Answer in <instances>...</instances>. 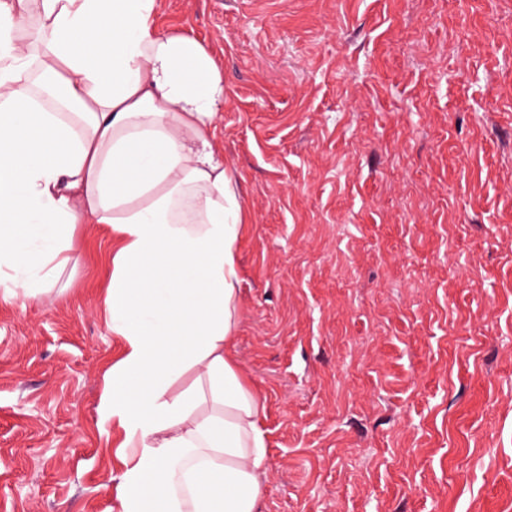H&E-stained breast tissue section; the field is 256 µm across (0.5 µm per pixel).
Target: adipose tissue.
Returning <instances> with one entry per match:
<instances>
[{
	"instance_id": "obj_1",
	"label": "adipose tissue",
	"mask_w": 512,
	"mask_h": 512,
	"mask_svg": "<svg viewBox=\"0 0 512 512\" xmlns=\"http://www.w3.org/2000/svg\"><path fill=\"white\" fill-rule=\"evenodd\" d=\"M159 0H0V292L30 300L76 224L111 225L123 342L102 428L120 512H260L265 406L233 352L244 213L215 146L222 69ZM197 369L206 394L174 391Z\"/></svg>"
}]
</instances>
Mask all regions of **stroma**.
Segmentation results:
<instances>
[{"label": "stroma", "mask_w": 512, "mask_h": 512, "mask_svg": "<svg viewBox=\"0 0 512 512\" xmlns=\"http://www.w3.org/2000/svg\"><path fill=\"white\" fill-rule=\"evenodd\" d=\"M224 71L260 512H512V0H160ZM120 246L0 299V512H119Z\"/></svg>", "instance_id": "35a3bbf8"}]
</instances>
